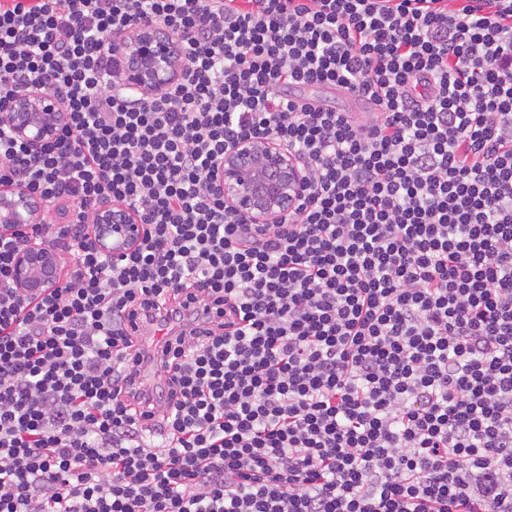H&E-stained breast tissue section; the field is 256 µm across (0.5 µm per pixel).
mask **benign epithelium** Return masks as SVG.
Masks as SVG:
<instances>
[{
  "mask_svg": "<svg viewBox=\"0 0 512 512\" xmlns=\"http://www.w3.org/2000/svg\"><path fill=\"white\" fill-rule=\"evenodd\" d=\"M119 44L113 82L148 95L181 80L187 58L181 41L166 29L146 22L137 35ZM62 109L56 98L35 87L19 90L5 108L13 136L37 155L58 134ZM228 210L254 224H273L292 212L308 187L298 154L266 138L242 139L224 151L211 173ZM43 204L25 187L0 188V224L19 228L42 218ZM144 234L140 219L122 204H99L87 241L96 249L119 254ZM59 284L57 255L32 242L16 254L10 286L21 295H38Z\"/></svg>",
  "mask_w": 512,
  "mask_h": 512,
  "instance_id": "7a95c632",
  "label": "benign epithelium"
}]
</instances>
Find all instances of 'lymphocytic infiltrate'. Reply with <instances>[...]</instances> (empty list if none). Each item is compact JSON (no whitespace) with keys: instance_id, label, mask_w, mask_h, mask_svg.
Returning a JSON list of instances; mask_svg holds the SVG:
<instances>
[{"instance_id":"obj_1","label":"lymphocytic infiltrate","mask_w":512,"mask_h":512,"mask_svg":"<svg viewBox=\"0 0 512 512\" xmlns=\"http://www.w3.org/2000/svg\"><path fill=\"white\" fill-rule=\"evenodd\" d=\"M144 20L189 66L151 97L112 81ZM29 85L65 118L35 156L0 119L58 217L0 234V512H512V0H0V110ZM249 137L312 183L274 224L209 179ZM298 95L302 97H311L325 101L333 106L344 109L345 111L354 112L355 116L362 117L365 112H368V108L352 109V100L347 95L341 93L338 90H331L327 88H303L296 90ZM144 234V225L125 205L98 204L87 241L96 249L119 254ZM10 286L21 295H38L58 286L57 255L31 242L16 254L10 271Z\"/></svg>"}]
</instances>
